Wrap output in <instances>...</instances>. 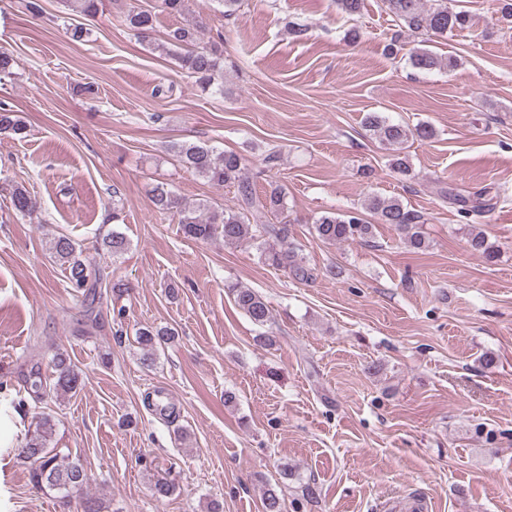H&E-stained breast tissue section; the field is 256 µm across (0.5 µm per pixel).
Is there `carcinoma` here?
I'll return each instance as SVG.
<instances>
[{"label": "carcinoma", "instance_id": "1", "mask_svg": "<svg viewBox=\"0 0 512 512\" xmlns=\"http://www.w3.org/2000/svg\"><path fill=\"white\" fill-rule=\"evenodd\" d=\"M388 13L408 31L426 32L444 36L453 31L469 27L471 18L468 12L448 9L447 0H436L426 5V0H384ZM65 6L78 15L94 17L106 9V0H65ZM126 22L138 35L147 33L153 27L154 16L148 10L136 6L128 9ZM199 26L195 23L176 27L167 33L165 44L159 49L167 53L177 48L183 50L178 56L179 63L196 79L201 91L224 94V55L218 46L196 47L199 39ZM413 67L430 70L446 65L454 66V60L443 62L426 49H417L410 54ZM368 130L383 144L392 147L396 154L392 167L397 172L408 175V157L401 154L404 145L413 137L429 139L434 135L431 126L420 124L410 129L371 113L365 119ZM28 126L9 105L0 103V134H8L15 139L27 137ZM169 150L188 171L211 185L237 187V206L214 210L204 216L201 207L181 204L167 184L161 182L151 190L152 203L163 212H171L177 217L183 234L195 240H208L221 236L226 245H239L248 240L275 239L280 246L270 245L262 251L264 263L274 268L290 270L291 275L302 282L314 277L313 269L297 259L295 251L288 247V227L285 224H261L256 216L263 209L273 215L286 208V197L282 187L275 181L268 182L263 198L256 197L245 173V161L233 151H216L195 142H174ZM11 204L15 211L25 214L34 210L36 203L27 190L15 187L11 193ZM363 209L378 217L381 224H389L401 235L404 243L415 250L426 248L422 230V216L408 209L397 198L379 195L368 197ZM374 225L368 223L357 210L345 213L330 212L316 219L312 224L314 235L320 241L335 245L348 241L367 242L372 236ZM470 249L490 260L495 257L493 247L487 243L481 232L469 233ZM56 261L68 271L70 287L77 293H85L95 287L90 282L89 265L82 259V252L67 236H59L53 241ZM238 310L253 323L263 325L270 319V310L265 299L254 289L237 283L226 285ZM175 336L172 329L145 327L138 331L137 343L143 351V363L153 360L155 348ZM48 380H35L32 386L40 389L46 398H58L76 393L81 386L82 374L66 353L57 349L48 358ZM54 422L47 416L38 417L35 429L28 432L22 450V458L31 463L30 481L39 488H47L64 496L74 489L82 488L87 482V473L80 459L63 455L51 447L54 435ZM263 512H283L281 498L274 488L266 490L262 500Z\"/></svg>", "mask_w": 512, "mask_h": 512}]
</instances>
